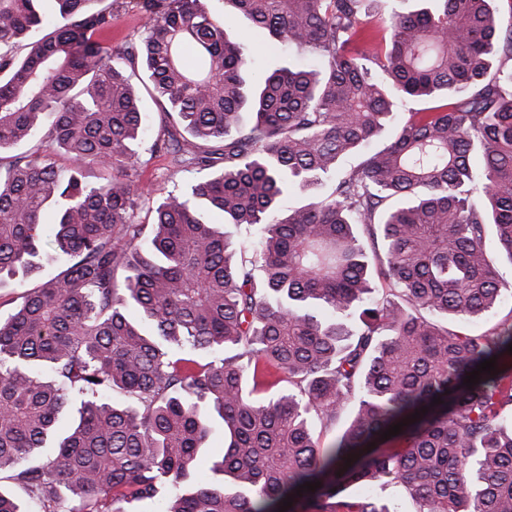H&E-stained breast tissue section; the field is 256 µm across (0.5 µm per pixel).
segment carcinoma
I'll return each mask as SVG.
<instances>
[{
    "mask_svg": "<svg viewBox=\"0 0 512 512\" xmlns=\"http://www.w3.org/2000/svg\"><path fill=\"white\" fill-rule=\"evenodd\" d=\"M92 2L0 0V152L41 136L0 164V277H27L44 245L65 257L0 320V474L37 512H279L306 482L314 512H393L372 491L389 483L417 512H512V321L434 320L490 314L512 289L490 254L512 263V14L137 0L141 34L113 45L112 7ZM237 15L314 65L255 74ZM140 69L168 118L151 152L171 177L209 171L188 191L139 183ZM400 97L427 107L397 120ZM343 415L321 446L314 421ZM400 422L404 448L371 447ZM218 430L222 479L202 481Z\"/></svg>",
    "mask_w": 512,
    "mask_h": 512,
    "instance_id": "1",
    "label": "carcinoma"
}]
</instances>
